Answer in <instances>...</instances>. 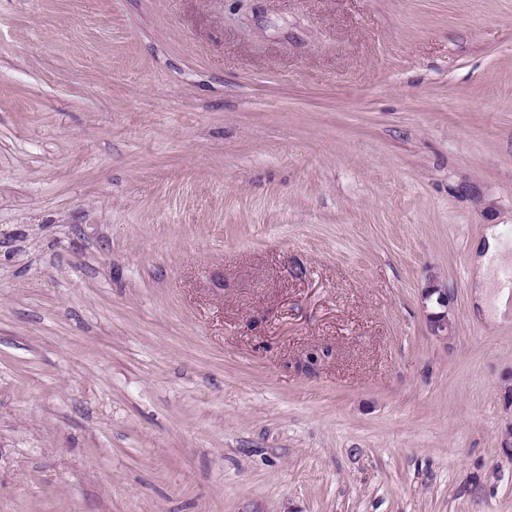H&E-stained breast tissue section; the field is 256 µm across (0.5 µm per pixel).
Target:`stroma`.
Wrapping results in <instances>:
<instances>
[{"label":"stroma","instance_id":"35a3bbf8","mask_svg":"<svg viewBox=\"0 0 512 512\" xmlns=\"http://www.w3.org/2000/svg\"><path fill=\"white\" fill-rule=\"evenodd\" d=\"M491 227L512 0H0V512H512ZM424 307L426 317L435 336H448L452 329V302L453 298L448 288L443 287L433 279V282L424 291ZM430 306H429V304Z\"/></svg>","mask_w":512,"mask_h":512}]
</instances>
